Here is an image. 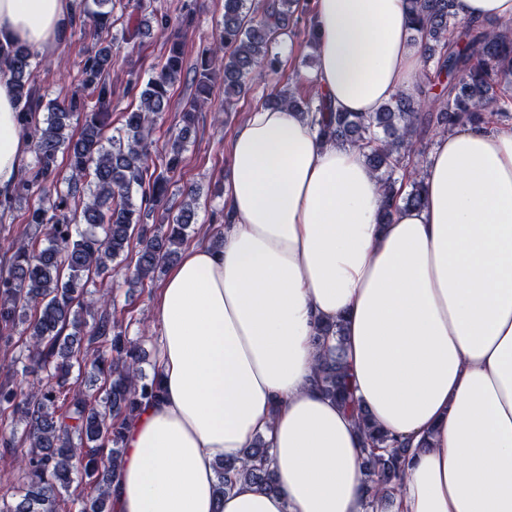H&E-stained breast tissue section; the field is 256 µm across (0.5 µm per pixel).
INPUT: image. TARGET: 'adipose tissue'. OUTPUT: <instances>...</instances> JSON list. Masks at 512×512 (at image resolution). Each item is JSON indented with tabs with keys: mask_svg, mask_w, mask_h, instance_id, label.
<instances>
[{
	"mask_svg": "<svg viewBox=\"0 0 512 512\" xmlns=\"http://www.w3.org/2000/svg\"><path fill=\"white\" fill-rule=\"evenodd\" d=\"M75 0H0V41L44 55ZM501 31L512 0H455ZM315 85L338 112L419 92L405 0H313ZM28 142L0 79V196ZM224 242L183 253L153 308L162 393L126 429L114 512H368L369 448L311 382L319 322H340L356 397L409 444L377 512H512V127L486 118L439 135L422 207L379 221L362 150L297 112L258 107L230 143ZM270 443L278 492L215 464Z\"/></svg>",
	"mask_w": 512,
	"mask_h": 512,
	"instance_id": "adipose-tissue-1",
	"label": "adipose tissue"
}]
</instances>
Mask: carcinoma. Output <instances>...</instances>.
I'll list each match as a JSON object with an SVG mask.
<instances>
[{
	"instance_id": "1",
	"label": "carcinoma",
	"mask_w": 512,
	"mask_h": 512,
	"mask_svg": "<svg viewBox=\"0 0 512 512\" xmlns=\"http://www.w3.org/2000/svg\"><path fill=\"white\" fill-rule=\"evenodd\" d=\"M412 31L425 40L423 89L417 97L400 94L376 112H334L319 93L302 102L290 89H276L266 102L292 108L309 117L320 137L355 146L366 153L384 193L381 220L389 222L396 203V174L407 168L423 131L445 133L462 123L482 119L493 108L509 117L500 95L503 80L512 77V38L460 20L454 0H406ZM113 0H92L79 12L101 30L112 26ZM310 15L307 0H224L218 38L203 50L192 69L185 68L183 43L168 32L169 21L155 12L129 22L123 40L135 41L156 30L166 35L167 55L161 69L144 84L130 78L128 90L140 104L127 113L123 133L105 137L112 117V45L94 46L82 67L81 94L62 102H43L31 84L34 54L26 47L0 43V64L11 81L23 126H34L36 169L18 185L21 194L36 193L29 209L26 238L8 246L6 268L0 270V342L12 344L9 331L23 326L26 351L13 361L19 380L0 384V411L11 421L0 425V446L21 443L20 484L0 491V512H112V484L124 455L127 423L142 404L161 393L158 370L146 373L149 354L127 338L122 321L112 312V274L134 254L127 284L141 287L178 257L195 223V192L182 193L179 203L168 195L172 176L197 123V112L214 95V73L223 71L224 101L245 93L255 68L278 72L280 59L272 44L294 13ZM193 72L192 100L181 112L182 125L168 142L164 162L150 168L151 135L157 119L168 111L171 92ZM47 113L39 122V113ZM81 122L79 135L70 133V118ZM69 160L66 190L57 188V156ZM79 197L82 206L68 210ZM404 207L423 205V180L412 177L402 198ZM160 210L163 223L146 224L143 217ZM99 284V297L89 302L86 285ZM73 332H68V329ZM338 322L319 323L314 343L318 355L312 382L328 397L347 407L371 451L366 462L371 501L389 494L403 481L408 445L375 428L368 411L350 387L348 371L331 337L342 338ZM103 379L97 391L70 381L73 367ZM273 460L261 436L238 462L217 466V491L224 494L239 479L272 493ZM89 488L73 496L74 483Z\"/></svg>"
}]
</instances>
